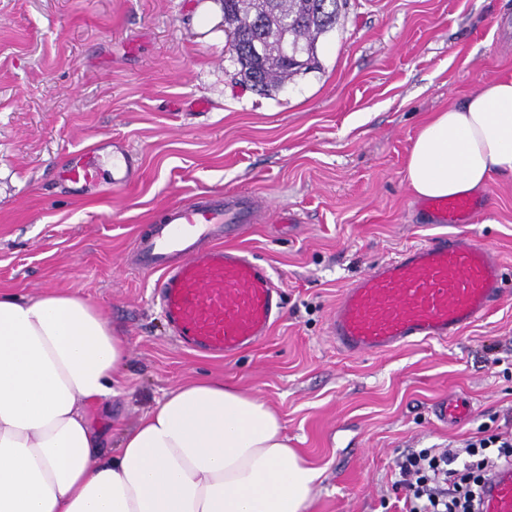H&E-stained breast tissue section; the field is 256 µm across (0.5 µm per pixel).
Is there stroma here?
Masks as SVG:
<instances>
[{
  "mask_svg": "<svg viewBox=\"0 0 512 512\" xmlns=\"http://www.w3.org/2000/svg\"><path fill=\"white\" fill-rule=\"evenodd\" d=\"M224 45L220 0H0V292L80 295L126 336L112 398L87 409L102 455L177 384L210 377L260 396L320 469L305 512H403L400 452L512 429V174L480 191L481 223L454 228L502 261L491 312L361 356L327 323L343 288L437 234L405 181L409 149L432 113L512 77V0H346L314 68L267 95L234 83ZM197 98L206 112L182 109ZM113 138L141 159L136 185L65 192L69 153ZM228 191L262 200L237 244L270 268L283 313L213 358L171 335L132 250L167 203ZM455 394L469 418L439 422Z\"/></svg>",
  "mask_w": 512,
  "mask_h": 512,
  "instance_id": "obj_1",
  "label": "stroma"
}]
</instances>
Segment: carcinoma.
Returning a JSON list of instances; mask_svg holds the SVG:
<instances>
[{"mask_svg":"<svg viewBox=\"0 0 512 512\" xmlns=\"http://www.w3.org/2000/svg\"><path fill=\"white\" fill-rule=\"evenodd\" d=\"M339 0H222L225 53L237 66L234 80L259 93L281 88L316 63L319 37L334 28ZM298 47L299 63L282 56V30ZM262 44L264 61L253 62V41Z\"/></svg>","mask_w":512,"mask_h":512,"instance_id":"1","label":"carcinoma"}]
</instances>
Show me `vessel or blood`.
<instances>
[{
    "mask_svg": "<svg viewBox=\"0 0 512 512\" xmlns=\"http://www.w3.org/2000/svg\"><path fill=\"white\" fill-rule=\"evenodd\" d=\"M139 158L123 140L71 153L58 177L73 190L105 183L126 189ZM430 223L477 224L482 199L465 195L420 201ZM257 199L197 195L167 204L136 239L139 267L159 273L154 290L173 336L192 351L230 356L268 336L282 315V293L269 269L235 241L256 217ZM502 264L464 235L427 238L344 288L327 333L350 356L440 341L489 313L502 294ZM444 423L466 419L470 405L448 398L434 407ZM481 512H512V465L487 476Z\"/></svg>",
    "mask_w": 512,
    "mask_h": 512,
    "instance_id": "vessel-or-blood-1",
    "label": "vessel or blood"
}]
</instances>
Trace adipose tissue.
I'll return each instance as SVG.
<instances>
[{
    "label": "adipose tissue",
    "instance_id": "adipose-tissue-1",
    "mask_svg": "<svg viewBox=\"0 0 512 512\" xmlns=\"http://www.w3.org/2000/svg\"><path fill=\"white\" fill-rule=\"evenodd\" d=\"M512 174V78L420 127L405 166L423 198ZM125 336L75 294H0V512H305L319 472L260 397L201 378L165 394L112 456L88 405L112 395Z\"/></svg>",
    "mask_w": 512,
    "mask_h": 512
}]
</instances>
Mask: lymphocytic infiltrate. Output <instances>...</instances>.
<instances>
[{
  "label": "lymphocytic infiltrate",
  "mask_w": 512,
  "mask_h": 512,
  "mask_svg": "<svg viewBox=\"0 0 512 512\" xmlns=\"http://www.w3.org/2000/svg\"><path fill=\"white\" fill-rule=\"evenodd\" d=\"M512 463V431L477 435L460 448H409L395 461L406 512H480V491L495 467Z\"/></svg>",
  "instance_id": "lymphocytic-infiltrate-1"
}]
</instances>
